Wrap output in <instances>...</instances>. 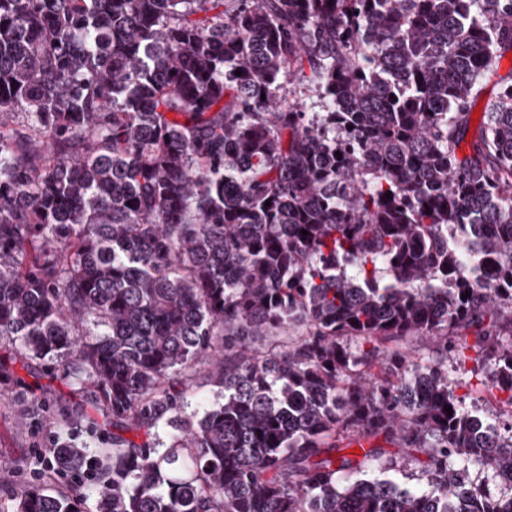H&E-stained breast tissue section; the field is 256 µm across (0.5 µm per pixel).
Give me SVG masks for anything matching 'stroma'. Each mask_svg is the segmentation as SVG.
I'll list each match as a JSON object with an SVG mask.
<instances>
[{
    "instance_id": "stroma-1",
    "label": "stroma",
    "mask_w": 512,
    "mask_h": 512,
    "mask_svg": "<svg viewBox=\"0 0 512 512\" xmlns=\"http://www.w3.org/2000/svg\"><path fill=\"white\" fill-rule=\"evenodd\" d=\"M475 366L472 360L449 363L456 394L477 406L488 423H508L512 417L480 389L472 374ZM64 368V362L39 359L24 367L0 365V508H11L17 492L34 485L32 472L40 466L36 452L57 447L61 415L74 420L71 439L93 454L112 448V427L96 408V389L72 384Z\"/></svg>"
}]
</instances>
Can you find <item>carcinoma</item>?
Listing matches in <instances>:
<instances>
[{
  "instance_id": "carcinoma-1",
  "label": "carcinoma",
  "mask_w": 512,
  "mask_h": 512,
  "mask_svg": "<svg viewBox=\"0 0 512 512\" xmlns=\"http://www.w3.org/2000/svg\"><path fill=\"white\" fill-rule=\"evenodd\" d=\"M509 51L512 0H0V349L95 384L118 430L96 512H512L466 482L512 477V424L448 377L470 328L512 409V72L455 153ZM414 333L431 358L394 345ZM216 350L224 402L185 417ZM350 435L426 488L368 476L377 446L335 456ZM509 53H506L498 63L497 60L493 66V70L486 73L479 82L476 92V99L474 100V106L470 115L469 131L464 140L459 143L456 149L457 157L460 159H463L472 153L473 143L478 138L480 133L483 113L486 111V107L492 103L497 96L498 81L500 77L505 76L512 69V60L507 58ZM476 107L480 108L479 120L477 125H472L471 119L474 118V110H476ZM374 445L381 446L387 451L386 457H384V459L393 458L398 464L396 469L400 471L390 472L387 473V475L393 476V478L401 486L410 490L422 489L426 486V475L422 474L421 469L418 468L414 462L410 461L400 448L391 444H387L382 439L371 441L370 445L368 444V446L365 448H370V446Z\"/></svg>"
}]
</instances>
